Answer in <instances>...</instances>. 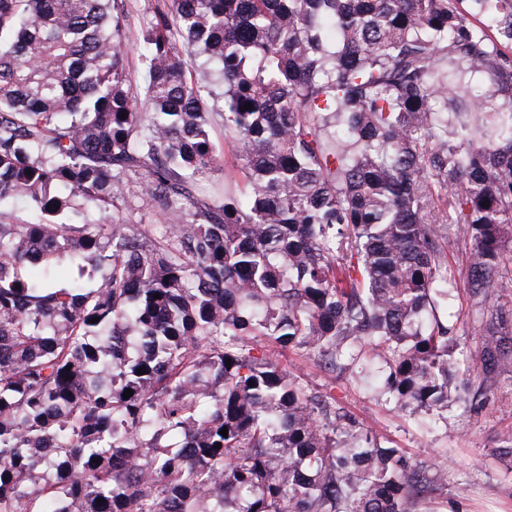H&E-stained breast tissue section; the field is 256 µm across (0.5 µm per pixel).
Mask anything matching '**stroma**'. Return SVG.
I'll list each match as a JSON object with an SVG mask.
<instances>
[{
    "mask_svg": "<svg viewBox=\"0 0 512 512\" xmlns=\"http://www.w3.org/2000/svg\"><path fill=\"white\" fill-rule=\"evenodd\" d=\"M158 0H127L128 64L140 75L143 64L138 47ZM283 365L314 393L333 394L373 433L381 446L402 448L416 459L445 469V487L438 505L448 512H512V470L498 457V450L512 442V370L502 373L499 387L483 407L465 404L429 417L426 426L378 399L375 393L333 378L315 360L293 351L280 355ZM466 500H458V488Z\"/></svg>",
    "mask_w": 512,
    "mask_h": 512,
    "instance_id": "35a3bbf8",
    "label": "stroma"
}]
</instances>
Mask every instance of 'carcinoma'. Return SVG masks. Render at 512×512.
Instances as JSON below:
<instances>
[{
	"label": "carcinoma",
	"mask_w": 512,
	"mask_h": 512,
	"mask_svg": "<svg viewBox=\"0 0 512 512\" xmlns=\"http://www.w3.org/2000/svg\"><path fill=\"white\" fill-rule=\"evenodd\" d=\"M463 2L163 0L138 95L126 0H0V204L35 216L0 210V512H415L442 489L253 350L413 414L512 367L511 308L461 387L440 317L454 244L478 303L512 300V0H473L494 37ZM216 96L242 187L207 201ZM125 214L137 228L145 227L149 233L155 232V227L163 224V218L153 203L140 193L130 194L126 202Z\"/></svg>",
	"instance_id": "1"
}]
</instances>
